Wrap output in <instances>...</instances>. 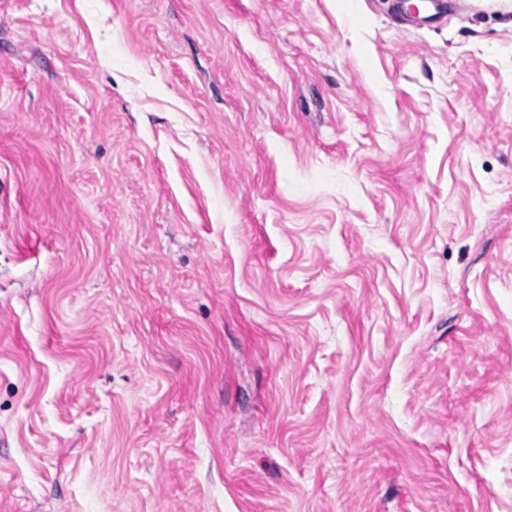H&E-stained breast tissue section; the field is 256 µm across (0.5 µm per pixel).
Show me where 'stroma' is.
I'll use <instances>...</instances> for the list:
<instances>
[{"label":"stroma","mask_w":512,"mask_h":512,"mask_svg":"<svg viewBox=\"0 0 512 512\" xmlns=\"http://www.w3.org/2000/svg\"><path fill=\"white\" fill-rule=\"evenodd\" d=\"M0 512H512V0H0ZM399 12L410 21L433 23L448 13L447 0H394Z\"/></svg>","instance_id":"obj_1"}]
</instances>
